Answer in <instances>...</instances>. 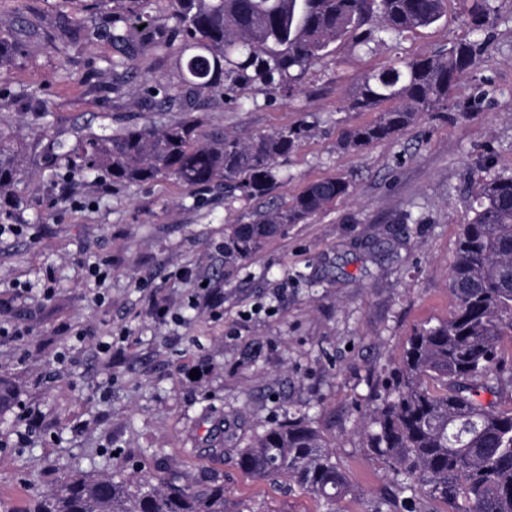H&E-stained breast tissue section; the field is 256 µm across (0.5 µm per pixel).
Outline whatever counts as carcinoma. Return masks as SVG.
Masks as SVG:
<instances>
[{
    "label": "carcinoma",
    "instance_id": "1",
    "mask_svg": "<svg viewBox=\"0 0 512 512\" xmlns=\"http://www.w3.org/2000/svg\"><path fill=\"white\" fill-rule=\"evenodd\" d=\"M130 22L112 39L143 37L148 0H124ZM450 0H168L180 80L143 87L145 99L177 107L183 116L161 126L152 120L112 133L90 134L73 149V168L114 184L149 183L167 176L188 188L224 182L228 200H259L282 175V162L310 132L300 124L251 141L231 134L202 140L193 112L207 90L237 106L257 104L252 90L292 97L331 43L350 37L364 51L429 27ZM464 24L479 35L490 24L489 0H462ZM93 33L76 23L60 27L64 45ZM476 39L421 58H399L366 72L344 111L374 112L348 130L342 147L361 151L396 138L424 112L440 109L483 51ZM27 48L0 30V73ZM24 145L0 126V194L22 172ZM478 177L470 190L471 217L457 241L450 273L456 303L451 316L422 326L403 348L395 378L377 396L365 431L368 446L398 476V492L421 491L448 512H512V407L481 394L512 386V174ZM342 176L312 181L289 201L268 204L229 224L225 264L234 268L267 241L324 210L350 191ZM17 391L0 377V411ZM238 463L258 479L280 476L333 504L349 491L328 438L302 412L251 437ZM33 512H227L224 481L203 474L177 484L150 473L117 481L90 472L66 476L35 494Z\"/></svg>",
    "mask_w": 512,
    "mask_h": 512
}]
</instances>
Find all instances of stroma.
<instances>
[{
	"instance_id": "obj_1",
	"label": "stroma",
	"mask_w": 512,
	"mask_h": 512,
	"mask_svg": "<svg viewBox=\"0 0 512 512\" xmlns=\"http://www.w3.org/2000/svg\"><path fill=\"white\" fill-rule=\"evenodd\" d=\"M491 5L488 49L447 108L360 152L342 149L341 137L374 115L342 111L344 99L365 72L395 57H427L467 39L457 9L367 54L348 38L332 43L292 99L237 108L202 94L206 136L246 141L319 119L269 200L290 199L318 179L351 183L348 196L288 225L231 270L224 227L256 202L225 203L220 183L98 182L46 150L149 116L171 120L151 113L142 96L147 82L178 81L163 46L167 0L148 8L150 38L127 44L111 37L123 0H0V29L34 32L0 75V115L25 144L22 180L0 202V224L22 227L0 238V323L24 335L0 337V376L13 381L20 406L41 414L23 443L20 406L0 414V512H32L34 492L75 472L126 479L158 465L183 483L206 472L223 477L228 512H328L296 485L253 480L236 464L256 431L301 412L334 444L350 484L339 512H404L393 499L396 477L368 448L361 421L409 337L454 310L448 274L481 161L512 173V0ZM63 21L95 27L98 37L59 48ZM126 55L133 66L115 78L112 62ZM102 259L108 280L99 304L80 269ZM48 273L58 282L51 300L13 294V284ZM157 303L170 320L156 319ZM124 329L132 338L123 354L103 358L101 336Z\"/></svg>"
}]
</instances>
